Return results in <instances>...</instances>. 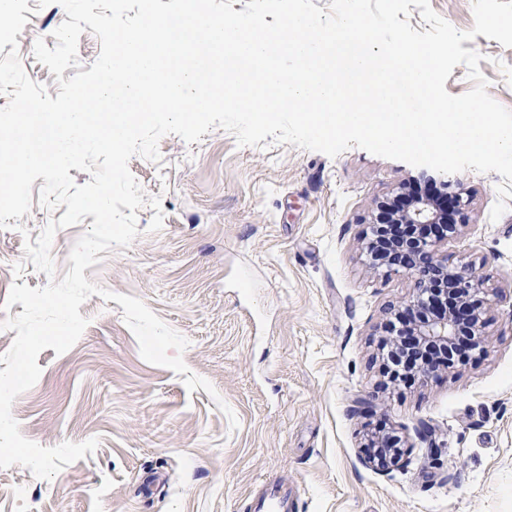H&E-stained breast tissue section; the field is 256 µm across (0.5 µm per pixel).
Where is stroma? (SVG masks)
I'll use <instances>...</instances> for the list:
<instances>
[{"mask_svg":"<svg viewBox=\"0 0 512 512\" xmlns=\"http://www.w3.org/2000/svg\"><path fill=\"white\" fill-rule=\"evenodd\" d=\"M469 46L489 95L512 110V48L482 35ZM158 151L129 169L160 198L162 229L149 232L154 211L143 205L132 244L84 275L187 338L184 362L217 394L146 362L122 307L91 296L82 336L39 354L41 376L12 415L42 446L99 445L50 480L0 468V512H251L277 484L295 512H512V182L358 147L334 158L288 143L241 147L220 128L192 144L164 136ZM447 180L469 196L448 262L486 276L489 344L398 388L379 344L413 280L373 269L360 239L401 182L432 195ZM63 213L36 203L21 229H0V321L23 310L6 303L12 285L41 288L70 270L92 216L56 232L53 275L24 254L25 238ZM380 429L401 440L385 470L363 449Z\"/></svg>","mask_w":512,"mask_h":512,"instance_id":"35a3bbf8","label":"stroma"}]
</instances>
